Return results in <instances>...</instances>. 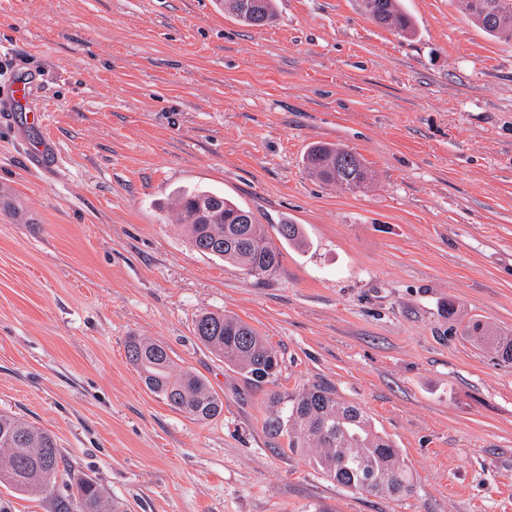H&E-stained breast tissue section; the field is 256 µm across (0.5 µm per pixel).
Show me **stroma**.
Returning a JSON list of instances; mask_svg holds the SVG:
<instances>
[{
    "instance_id": "stroma-1",
    "label": "stroma",
    "mask_w": 512,
    "mask_h": 512,
    "mask_svg": "<svg viewBox=\"0 0 512 512\" xmlns=\"http://www.w3.org/2000/svg\"><path fill=\"white\" fill-rule=\"evenodd\" d=\"M247 27L216 0H0V73L42 84L57 147L0 124V411L52 432L127 512H512V41L459 0H403L404 37L359 0H277ZM316 142L360 155L353 194L313 177ZM203 188L270 228L255 278L173 222ZM300 225L304 247L275 225ZM279 356L258 385L194 334L201 311ZM166 345L224 401L200 423L147 389L125 342ZM314 384L359 406L414 476L338 485L269 428ZM472 330L478 340L494 347L504 361L512 362V333L483 328L480 324H475Z\"/></svg>"
}]
</instances>
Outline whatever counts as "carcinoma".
I'll use <instances>...</instances> for the list:
<instances>
[{
	"mask_svg": "<svg viewBox=\"0 0 512 512\" xmlns=\"http://www.w3.org/2000/svg\"><path fill=\"white\" fill-rule=\"evenodd\" d=\"M464 9L489 36L512 39V0H462ZM224 11L243 25L260 27L276 18V0H220ZM363 13L372 21L400 34L413 31L411 18L400 0H362ZM310 173L328 185L350 192L364 189L370 169L355 153L339 144L318 142L306 154ZM176 223L184 226L197 253L232 264L255 278L276 271L280 252L268 241L264 225L252 211L209 191L187 192L176 199ZM280 241L303 244L298 224H279ZM477 339L494 347L512 362V333L476 324ZM195 334L213 354L224 359L246 379L260 382L276 372L277 353L265 337L232 314L203 311L195 320ZM128 361L139 371L146 387L174 410L206 422L224 411L223 400L198 374L174 372L168 349L148 338L128 337ZM286 432L288 447L312 448L326 477L341 486L385 496L413 490V475L400 462L392 441L375 430L361 408L339 400L323 386L314 385L292 401L286 419L272 423ZM73 480L79 512H121L120 505L104 497L89 477H74L62 449L51 433L11 414L0 413V485L20 495L55 492L59 472Z\"/></svg>",
	"mask_w": 512,
	"mask_h": 512,
	"instance_id": "carcinoma-1",
	"label": "carcinoma"
}]
</instances>
